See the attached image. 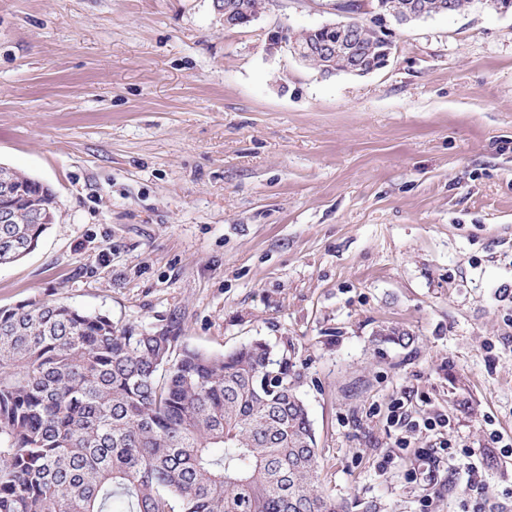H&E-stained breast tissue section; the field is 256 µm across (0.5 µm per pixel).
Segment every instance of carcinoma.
<instances>
[{"label":"carcinoma","mask_w":512,"mask_h":512,"mask_svg":"<svg viewBox=\"0 0 512 512\" xmlns=\"http://www.w3.org/2000/svg\"><path fill=\"white\" fill-rule=\"evenodd\" d=\"M403 15L444 0H387ZM363 53L385 43L363 22ZM21 223L0 225V265L55 223L49 187L8 168ZM38 213L44 224H30ZM375 341L406 345L404 330ZM291 358L255 341L213 355L171 325L29 301L0 308V512H349L319 486Z\"/></svg>","instance_id":"cac0c4a2"}]
</instances>
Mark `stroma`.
I'll list each match as a JSON object with an SVG mask.
<instances>
[{"instance_id":"stroma-1","label":"stroma","mask_w":512,"mask_h":512,"mask_svg":"<svg viewBox=\"0 0 512 512\" xmlns=\"http://www.w3.org/2000/svg\"><path fill=\"white\" fill-rule=\"evenodd\" d=\"M273 0H0V164L56 194L0 307L170 324L290 356L322 490L384 512H512V9L397 28L389 65L324 78L275 25L364 19ZM414 336L373 344L381 327ZM448 427L396 445L388 406ZM468 446L469 494L440 440Z\"/></svg>"}]
</instances>
